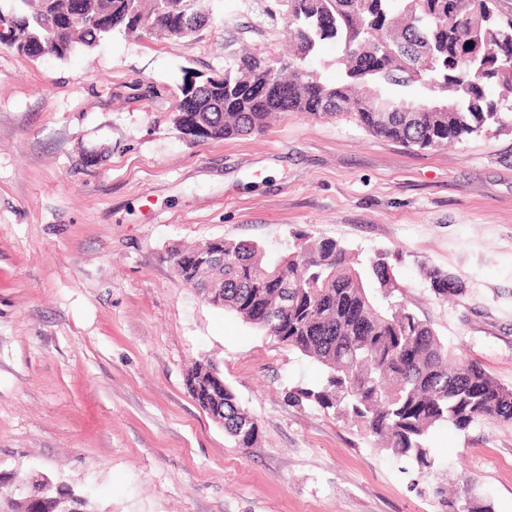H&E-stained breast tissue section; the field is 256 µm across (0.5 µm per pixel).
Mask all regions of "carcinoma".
<instances>
[{
	"instance_id": "cac0c4a2",
	"label": "carcinoma",
	"mask_w": 512,
	"mask_h": 512,
	"mask_svg": "<svg viewBox=\"0 0 512 512\" xmlns=\"http://www.w3.org/2000/svg\"><path fill=\"white\" fill-rule=\"evenodd\" d=\"M1 14L25 37L49 47L92 48L116 32H134L140 17L177 39L192 35L188 19L202 16L198 0H17ZM280 0L294 43L288 64L257 54L234 56L220 81L183 102L178 121H198L207 138L261 133L276 114L332 117L349 112L373 136L420 150H439L506 126L512 113V15L498 0ZM342 47V82L322 81L315 47ZM470 43L487 55L458 64ZM224 252V267L197 258ZM179 277L193 286L220 288L210 302L234 311L290 349L319 364L322 379L288 392L363 429L379 448L410 461L419 479L434 473L430 434L447 425L459 432L485 422L512 426V388L480 365L453 355L432 324L392 301L396 291L389 255L364 257L348 244L295 236L278 263L253 241L219 240L172 253ZM438 300L462 292L461 281L438 268L424 271ZM212 367L187 376L199 406L243 448L260 425L224 387L216 403L205 392Z\"/></svg>"
}]
</instances>
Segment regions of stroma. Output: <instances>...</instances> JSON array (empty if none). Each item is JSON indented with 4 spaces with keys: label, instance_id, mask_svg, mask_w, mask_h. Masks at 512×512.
Masks as SVG:
<instances>
[{
    "label": "stroma",
    "instance_id": "35a3bbf8",
    "mask_svg": "<svg viewBox=\"0 0 512 512\" xmlns=\"http://www.w3.org/2000/svg\"><path fill=\"white\" fill-rule=\"evenodd\" d=\"M188 39L114 34L67 58L0 44V512L42 474L86 512H512V426H443L421 481L371 438L286 392L318 366L178 276L172 249L294 234L390 253L396 298L512 387V128L444 150L291 112L265 132L194 140L188 74L286 54L276 0H206ZM458 277L430 294L422 267ZM211 361L260 424L239 447L186 386Z\"/></svg>",
    "mask_w": 512,
    "mask_h": 512
}]
</instances>
